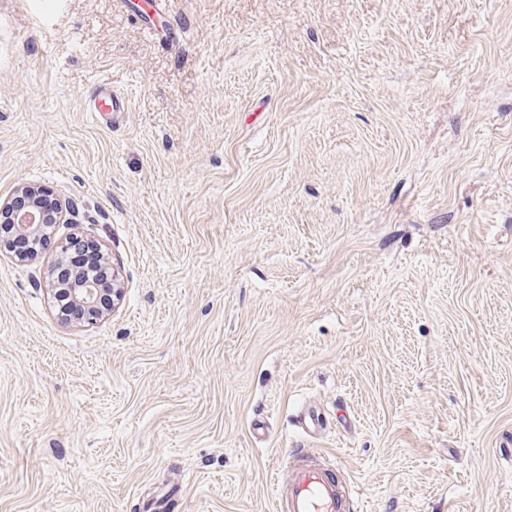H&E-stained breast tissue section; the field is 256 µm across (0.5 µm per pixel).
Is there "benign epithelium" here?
<instances>
[{
  "instance_id": "benign-epithelium-1",
  "label": "benign epithelium",
  "mask_w": 512,
  "mask_h": 512,
  "mask_svg": "<svg viewBox=\"0 0 512 512\" xmlns=\"http://www.w3.org/2000/svg\"><path fill=\"white\" fill-rule=\"evenodd\" d=\"M41 192L43 189L38 186L21 183L9 197L0 199V247L14 238L29 241L30 251L23 255L27 262L38 259L49 249L54 251L55 263L48 274L49 291L56 300L62 294L68 296L83 312L80 322L93 325L121 298V281L115 273L106 278L92 270H76L67 282L60 281L58 272L67 255L92 245V241L75 233L63 239L57 237L56 225L66 223L62 203H57L53 216H47L37 200Z\"/></svg>"
}]
</instances>
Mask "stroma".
Here are the masks:
<instances>
[{
	"label": "stroma",
	"mask_w": 512,
	"mask_h": 512,
	"mask_svg": "<svg viewBox=\"0 0 512 512\" xmlns=\"http://www.w3.org/2000/svg\"><path fill=\"white\" fill-rule=\"evenodd\" d=\"M156 2L0 0V198L124 287L0 251V512H512V0ZM92 100L93 107L91 112L105 114L111 120L115 112H124L127 104L124 97L112 91V85L107 80H102L95 85ZM45 192L41 187L28 183L19 184L14 192L5 199H0V247L7 246L8 241L14 238L25 239L31 243L29 253L16 255L25 258L21 262H30L38 259L49 250L56 253L54 265L49 270L48 285L58 309V315L65 321L69 320L60 309L59 297L61 294L69 296L70 300L79 306L83 312L78 320L87 325H93L104 317L119 300L124 288L117 277L112 273L108 279L92 270L102 269V258L95 249H88L76 257L68 259L73 269H88L73 271L66 283H61L58 272L65 262L67 255L74 250L92 246V241L83 235L71 234L64 239L57 238L54 224H65V213L61 202H57L56 210L51 220L39 206L37 197ZM29 200L22 204L21 199ZM110 298L108 304L105 297ZM296 459L287 481L274 482L277 512H348L351 504L345 485L337 481L328 466L311 462L315 448H295Z\"/></svg>",
	"instance_id": "obj_1"
}]
</instances>
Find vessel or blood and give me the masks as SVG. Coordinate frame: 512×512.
I'll return each instance as SVG.
<instances>
[{
    "label": "vessel or blood",
    "mask_w": 512,
    "mask_h": 512,
    "mask_svg": "<svg viewBox=\"0 0 512 512\" xmlns=\"http://www.w3.org/2000/svg\"><path fill=\"white\" fill-rule=\"evenodd\" d=\"M93 112L114 116L125 111L126 100L116 94L108 81L95 85ZM315 449L299 448L288 478L275 481L276 512H350L345 485L337 481L329 467L314 463Z\"/></svg>",
    "instance_id": "vessel-or-blood-1"
}]
</instances>
